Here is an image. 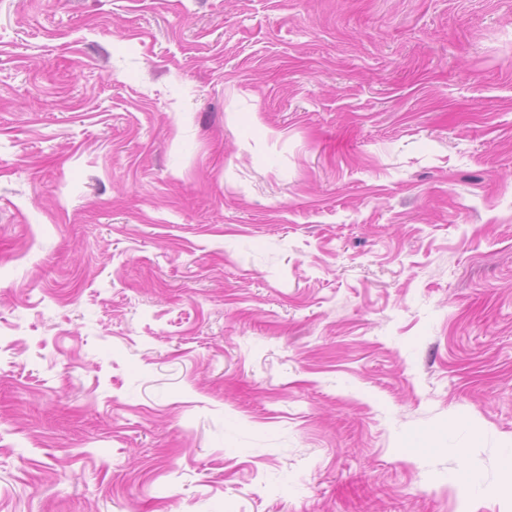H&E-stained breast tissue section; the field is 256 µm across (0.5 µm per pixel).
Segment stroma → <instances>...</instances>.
I'll return each instance as SVG.
<instances>
[{"mask_svg": "<svg viewBox=\"0 0 512 512\" xmlns=\"http://www.w3.org/2000/svg\"><path fill=\"white\" fill-rule=\"evenodd\" d=\"M0 512H512V0H0Z\"/></svg>", "mask_w": 512, "mask_h": 512, "instance_id": "35a3bbf8", "label": "stroma"}]
</instances>
